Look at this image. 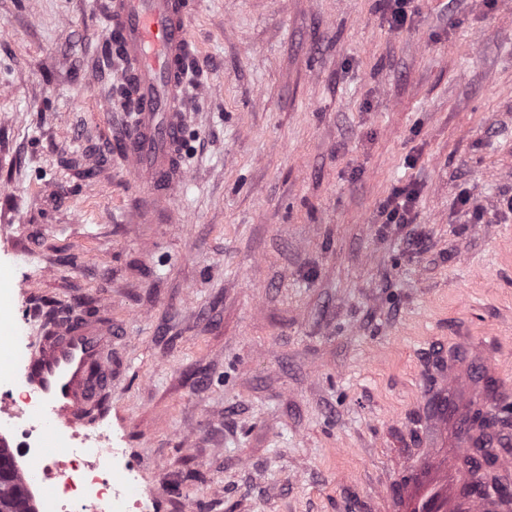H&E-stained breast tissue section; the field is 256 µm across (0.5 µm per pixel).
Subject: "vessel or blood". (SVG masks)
Here are the masks:
<instances>
[{"instance_id":"obj_1","label":"vessel or blood","mask_w":512,"mask_h":512,"mask_svg":"<svg viewBox=\"0 0 512 512\" xmlns=\"http://www.w3.org/2000/svg\"><path fill=\"white\" fill-rule=\"evenodd\" d=\"M104 32H120L141 105L122 158L145 179L156 203L170 201L183 178L185 114L182 65L191 52L188 15L181 0H110ZM112 326L96 319L66 320L45 336L20 366L21 383L43 400L42 415L68 428L87 424L111 384ZM472 359L449 355L427 401L426 449L409 454V479L387 487L389 512H499V485L462 469L461 448L480 445L475 412L490 399L471 379Z\"/></svg>"}]
</instances>
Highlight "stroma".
Masks as SVG:
<instances>
[{
  "mask_svg": "<svg viewBox=\"0 0 512 512\" xmlns=\"http://www.w3.org/2000/svg\"><path fill=\"white\" fill-rule=\"evenodd\" d=\"M103 2L0 0V336L111 321L95 426L147 512H375L466 343L512 441V0L400 30L379 0H187L188 175L150 224ZM415 200L416 192L413 189H401L396 191L385 205V209L387 210V223H411L410 213Z\"/></svg>",
  "mask_w": 512,
  "mask_h": 512,
  "instance_id": "35a3bbf8",
  "label": "stroma"
}]
</instances>
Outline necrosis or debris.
<instances>
[{"label": "necrosis or debris", "mask_w": 512, "mask_h": 512, "mask_svg": "<svg viewBox=\"0 0 512 512\" xmlns=\"http://www.w3.org/2000/svg\"><path fill=\"white\" fill-rule=\"evenodd\" d=\"M0 398L6 403L0 425L12 433L16 453L37 462L23 479L48 489L51 512H136L141 507V500L126 491L132 478L113 456L105 432L83 433L80 446L69 443L50 451L44 446L48 424L29 390L17 385Z\"/></svg>", "instance_id": "4bbe7bcc"}]
</instances>
